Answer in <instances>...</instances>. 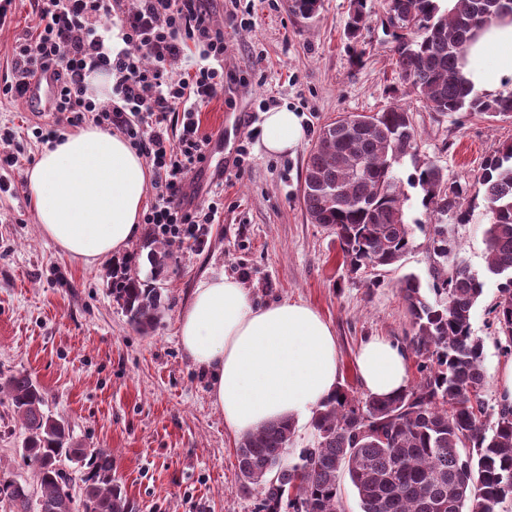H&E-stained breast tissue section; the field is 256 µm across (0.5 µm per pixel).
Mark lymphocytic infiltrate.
I'll list each match as a JSON object with an SVG mask.
<instances>
[{
	"label": "lymphocytic infiltrate",
	"mask_w": 512,
	"mask_h": 512,
	"mask_svg": "<svg viewBox=\"0 0 512 512\" xmlns=\"http://www.w3.org/2000/svg\"><path fill=\"white\" fill-rule=\"evenodd\" d=\"M208 2L31 0L37 26L16 41L11 78L0 83V97L17 100L29 75L53 73L56 124L39 131L40 141L55 139L58 124L89 118L120 129L152 169L155 201L145 223L180 246H202L218 216L217 204L192 205L185 191L211 141L198 112L224 93V33ZM98 74L112 80L106 104L90 84Z\"/></svg>",
	"instance_id": "obj_1"
}]
</instances>
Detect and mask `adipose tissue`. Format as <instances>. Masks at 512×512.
<instances>
[{"instance_id":"obj_1","label":"adipose tissue","mask_w":512,"mask_h":512,"mask_svg":"<svg viewBox=\"0 0 512 512\" xmlns=\"http://www.w3.org/2000/svg\"><path fill=\"white\" fill-rule=\"evenodd\" d=\"M463 73L476 90L495 97L512 87V24H493L468 51ZM303 138L297 113L265 114L262 143L279 155ZM36 222L66 255L92 267L124 252L139 231L150 171L120 135L89 125L46 146L27 173ZM179 343L207 374L224 429L240 438L274 421L306 423L338 392L336 336L311 306L256 304L236 278L213 273L193 289L178 317ZM356 367L368 395L388 398L408 384L407 354L372 337Z\"/></svg>"}]
</instances>
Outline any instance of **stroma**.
<instances>
[{"mask_svg": "<svg viewBox=\"0 0 512 512\" xmlns=\"http://www.w3.org/2000/svg\"><path fill=\"white\" fill-rule=\"evenodd\" d=\"M291 0H214L212 20L224 31V94L199 111L200 131L217 141L185 190L193 204L219 201L204 249L172 247L154 274L151 227L131 243L129 272L160 288L164 307L156 327L132 326L109 292L113 259L86 267L61 253L35 220L26 171L43 145L33 135L45 117L24 101L0 99V373L25 371L42 386L47 408L63 417L77 442L112 452L116 477L139 512H254L239 489L238 442L224 430L209 380L182 352L177 318L202 276L221 271L249 288L260 303L302 301L332 326L340 362L339 384L363 396L355 356L370 336L402 341L410 332L400 293L404 275L427 278L432 264L420 188L406 187L407 223L416 227L403 259L386 268L350 271L332 231L308 220L300 200L304 166L318 131L349 113L373 114L392 105L409 109L418 151L404 157L401 178L433 164L447 182L466 186L467 223L445 217L459 243V260L485 278L472 316L484 343V397L496 404L499 370L507 358L488 326L498 297L485 277L488 222L473 186L484 158L512 143V119L481 114L448 117L409 94L391 53L383 0H366L369 22L359 40L346 35L350 0H322L315 17L293 15ZM37 24L28 0H15L0 28V79L15 41ZM303 118L298 147L268 154L261 142L263 99ZM246 154H238V146ZM23 429L0 424V481L33 482L22 457Z\"/></svg>", "mask_w": 512, "mask_h": 512, "instance_id": "1", "label": "stroma"}]
</instances>
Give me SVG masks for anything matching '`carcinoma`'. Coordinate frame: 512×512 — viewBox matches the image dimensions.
<instances>
[{"instance_id": "carcinoma-1", "label": "carcinoma", "mask_w": 512, "mask_h": 512, "mask_svg": "<svg viewBox=\"0 0 512 512\" xmlns=\"http://www.w3.org/2000/svg\"><path fill=\"white\" fill-rule=\"evenodd\" d=\"M321 0H291L292 12L313 18ZM395 66L408 92L433 112L512 118V91L490 98L461 74L470 44L485 27L509 20L507 0H385ZM367 25L363 0H353L347 32ZM408 109L395 105L362 127L340 118L320 128L301 184L304 211L334 230L352 270L388 267L412 246L414 225L404 219L403 180L394 165L417 153ZM477 183L489 214L487 271L499 280L492 314L496 343L512 355V144L481 166ZM408 184L422 205L459 223L469 220L464 189L426 164ZM430 281L414 274L400 281L411 333L405 349L416 378L401 395L357 398L339 388L313 414L311 446L289 452L290 421L273 422L239 442L240 489L256 497L255 512H344L341 486H353L361 512H495L512 500V407L483 399L484 343L471 314L484 283L458 260L459 245L444 224L432 225ZM111 294L129 322L148 332L157 323L162 295L126 273L112 275ZM12 419L26 433L23 458L38 471L37 487L0 483L4 512H75L68 476L59 463L78 452L82 512H136L112 467V452L74 442L62 418L45 410L44 392L31 374L0 377Z\"/></svg>"}]
</instances>
